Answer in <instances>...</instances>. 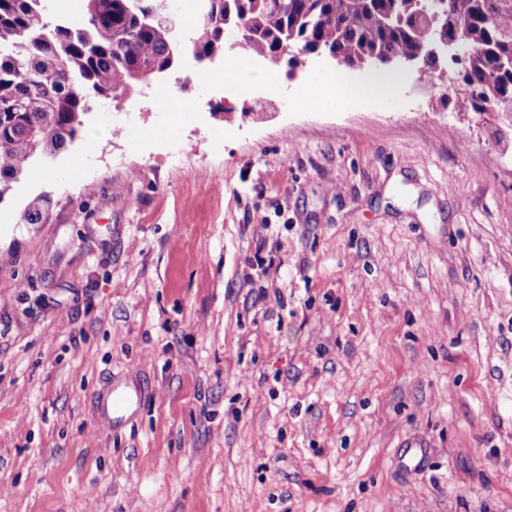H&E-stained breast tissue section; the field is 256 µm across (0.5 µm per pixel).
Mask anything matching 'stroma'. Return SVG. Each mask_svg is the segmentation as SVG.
<instances>
[{"label":"stroma","instance_id":"obj_1","mask_svg":"<svg viewBox=\"0 0 512 512\" xmlns=\"http://www.w3.org/2000/svg\"><path fill=\"white\" fill-rule=\"evenodd\" d=\"M198 68L0 204V512H512V126L404 66L307 111L328 57L251 96ZM394 78L383 74H369L360 80L345 75H317L310 78L296 98L302 109H320L345 103L363 102L381 96ZM51 206V194L40 192L30 196L24 206L21 215L23 224H45L48 220ZM141 403L138 392L127 390V387L118 385L112 388L111 396L103 403V407L112 413L113 425L123 422L126 415Z\"/></svg>","mask_w":512,"mask_h":512}]
</instances>
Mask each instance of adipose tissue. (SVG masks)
<instances>
[{"instance_id":"1","label":"adipose tissue","mask_w":512,"mask_h":512,"mask_svg":"<svg viewBox=\"0 0 512 512\" xmlns=\"http://www.w3.org/2000/svg\"><path fill=\"white\" fill-rule=\"evenodd\" d=\"M392 83L391 76L370 74L359 80L345 75H317L310 78L295 104L302 109H320L351 102H363L382 95Z\"/></svg>"}]
</instances>
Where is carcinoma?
<instances>
[{
  "instance_id": "obj_1",
  "label": "carcinoma",
  "mask_w": 512,
  "mask_h": 512,
  "mask_svg": "<svg viewBox=\"0 0 512 512\" xmlns=\"http://www.w3.org/2000/svg\"><path fill=\"white\" fill-rule=\"evenodd\" d=\"M50 0H0V203L42 157L74 143L93 98L118 101L139 75L178 60L177 24L160 0H85L83 17L55 21ZM191 50L200 63L232 29L274 65L325 53L347 68L419 59L459 112L512 106V0H201ZM466 56L440 59V38ZM51 194L30 196L23 224L48 220Z\"/></svg>"
}]
</instances>
